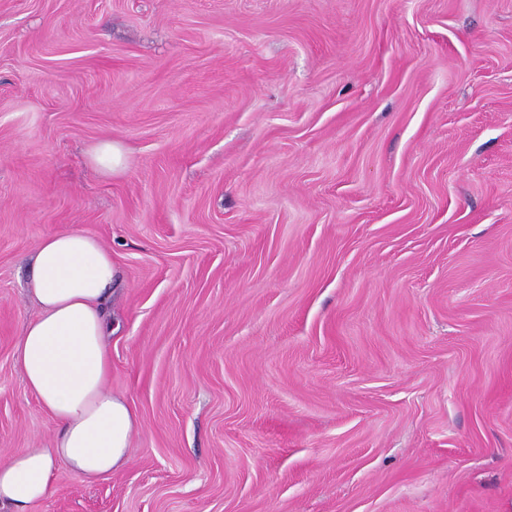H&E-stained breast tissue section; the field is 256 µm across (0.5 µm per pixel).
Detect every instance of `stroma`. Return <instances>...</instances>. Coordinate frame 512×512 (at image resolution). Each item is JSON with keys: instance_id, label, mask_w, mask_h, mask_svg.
<instances>
[{"instance_id": "obj_1", "label": "stroma", "mask_w": 512, "mask_h": 512, "mask_svg": "<svg viewBox=\"0 0 512 512\" xmlns=\"http://www.w3.org/2000/svg\"><path fill=\"white\" fill-rule=\"evenodd\" d=\"M57 231L139 426L29 512H512V0H0V459ZM91 156L104 175H116L125 169V150L118 142L101 141L92 148Z\"/></svg>"}]
</instances>
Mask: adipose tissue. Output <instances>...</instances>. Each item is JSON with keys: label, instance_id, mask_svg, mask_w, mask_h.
<instances>
[{"label": "adipose tissue", "instance_id": "adipose-tissue-1", "mask_svg": "<svg viewBox=\"0 0 512 512\" xmlns=\"http://www.w3.org/2000/svg\"><path fill=\"white\" fill-rule=\"evenodd\" d=\"M116 277L111 252L92 236L53 232L37 245L28 293L38 313L19 341L18 362L57 431L49 447L0 461V512H28L48 498L56 462L93 481L129 457L137 415L108 386L114 329L106 303Z\"/></svg>", "mask_w": 512, "mask_h": 512}]
</instances>
